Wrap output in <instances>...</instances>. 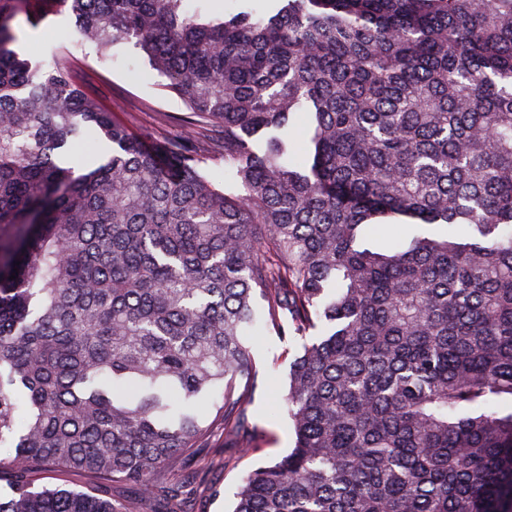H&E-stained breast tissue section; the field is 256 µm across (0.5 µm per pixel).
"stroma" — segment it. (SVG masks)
Listing matches in <instances>:
<instances>
[{
    "mask_svg": "<svg viewBox=\"0 0 512 512\" xmlns=\"http://www.w3.org/2000/svg\"><path fill=\"white\" fill-rule=\"evenodd\" d=\"M14 26L19 34L17 51L43 62L49 60L51 49L68 47L74 22L67 12L56 11L35 25L17 17ZM70 61L87 91L112 108L115 119L130 131L159 138L181 135L189 110L178 96L165 91L164 77L140 57L132 44L118 45L104 54L90 45L74 52ZM197 147L208 178L220 187L232 185L234 173L224 164L217 135L201 130ZM250 346L258 374L243 397L248 431L215 427L201 448L180 461L178 479L185 485L193 512H224L248 471L281 457L294 445L287 414L274 417L269 410L288 388V372L298 348L273 329L252 337ZM243 442L250 444L251 454H239L238 446Z\"/></svg>",
    "mask_w": 512,
    "mask_h": 512,
    "instance_id": "1",
    "label": "stroma"
}]
</instances>
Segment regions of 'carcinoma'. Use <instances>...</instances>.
<instances>
[{"mask_svg":"<svg viewBox=\"0 0 512 512\" xmlns=\"http://www.w3.org/2000/svg\"><path fill=\"white\" fill-rule=\"evenodd\" d=\"M271 2L0 0V512H137L46 470L190 512L168 475L248 427L270 325L302 341L295 446L232 512H512V0ZM66 9L219 132L234 191L196 126L131 133L66 61L14 50L18 15ZM416 221L457 231L364 244ZM197 139L199 153L204 158V170L208 178L217 186L224 187L234 182L233 171L224 165V156L219 138L214 133L200 128ZM38 485H47V486H57V485H66L70 488L77 489H85V487H90L94 485L92 479L78 473H72L69 475H59L56 472L51 471H43L41 474L37 476Z\"/></svg>","mask_w":512,"mask_h":512,"instance_id":"cac0c4a2","label":"carcinoma"}]
</instances>
